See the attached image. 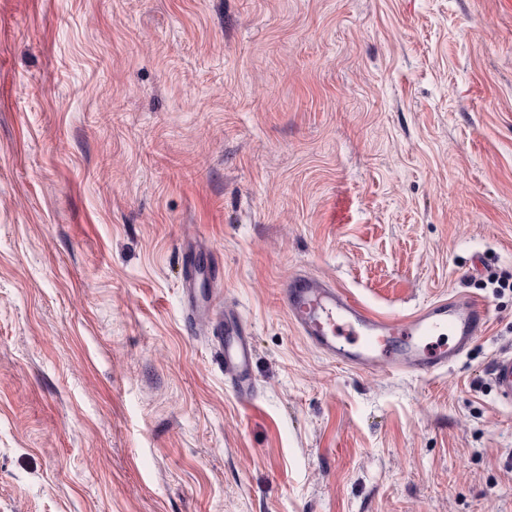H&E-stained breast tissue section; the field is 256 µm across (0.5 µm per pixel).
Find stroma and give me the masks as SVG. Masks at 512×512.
I'll use <instances>...</instances> for the list:
<instances>
[{
    "label": "stroma",
    "mask_w": 512,
    "mask_h": 512,
    "mask_svg": "<svg viewBox=\"0 0 512 512\" xmlns=\"http://www.w3.org/2000/svg\"><path fill=\"white\" fill-rule=\"evenodd\" d=\"M300 272L487 329L351 369ZM506 352L512 0H0V512H512ZM218 333L224 374L230 379L239 398L250 399L254 392L252 344L244 326L225 306ZM492 374L499 395L504 402L512 401V354L498 356L492 366Z\"/></svg>",
    "instance_id": "35a3bbf8"
}]
</instances>
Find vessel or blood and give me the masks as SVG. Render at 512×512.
Wrapping results in <instances>:
<instances>
[{"mask_svg":"<svg viewBox=\"0 0 512 512\" xmlns=\"http://www.w3.org/2000/svg\"><path fill=\"white\" fill-rule=\"evenodd\" d=\"M280 300L297 332L338 362L358 370L387 366L424 375L448 366L481 336L487 323L484 303L439 300L407 317L373 313L350 291L308 274L292 276ZM446 331L452 345L431 346L430 336ZM218 342L224 373L239 398H251L253 348L239 319L225 313ZM492 374L504 402L512 401V354L498 356Z\"/></svg>","mask_w":512,"mask_h":512,"instance_id":"obj_1","label":"vessel or blood"}]
</instances>
